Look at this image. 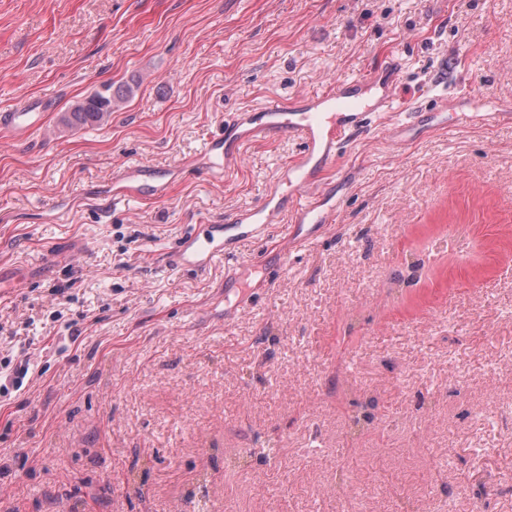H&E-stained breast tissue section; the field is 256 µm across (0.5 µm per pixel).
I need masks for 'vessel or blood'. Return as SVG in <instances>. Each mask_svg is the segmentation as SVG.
Returning <instances> with one entry per match:
<instances>
[{
    "label": "vessel or blood",
    "instance_id": "vessel-or-blood-1",
    "mask_svg": "<svg viewBox=\"0 0 512 512\" xmlns=\"http://www.w3.org/2000/svg\"><path fill=\"white\" fill-rule=\"evenodd\" d=\"M399 70V63L392 60L380 71L336 80L324 92L286 100L270 98L226 113L223 132L206 140L199 152L206 175L221 179L231 174L241 162L245 145L269 137L297 141L299 151L258 204L237 211L225 223L191 230L168 255L167 266L204 275L216 260L236 256L245 242L272 225L289 222L298 236L304 229L322 230L332 224L344 199L324 183L323 175L343 154L348 134L377 126L389 144L402 146L404 129L418 118L417 113L394 109ZM43 125L40 112H0V134L11 138ZM172 178L165 169L127 165L112 184L110 200L164 197Z\"/></svg>",
    "mask_w": 512,
    "mask_h": 512
}]
</instances>
